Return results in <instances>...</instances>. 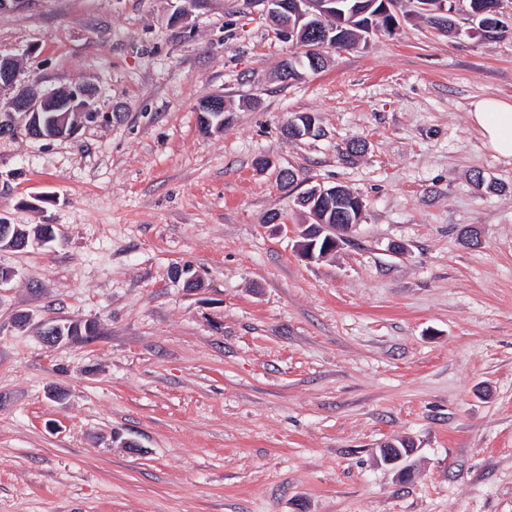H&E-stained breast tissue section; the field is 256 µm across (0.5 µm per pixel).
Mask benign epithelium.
<instances>
[{
  "instance_id": "benign-epithelium-1",
  "label": "benign epithelium",
  "mask_w": 512,
  "mask_h": 512,
  "mask_svg": "<svg viewBox=\"0 0 512 512\" xmlns=\"http://www.w3.org/2000/svg\"><path fill=\"white\" fill-rule=\"evenodd\" d=\"M274 15L279 23V34L289 41L303 42L306 35L316 31L322 44L336 45V36L332 30L323 27L322 21L328 17L343 25L344 13L338 9L339 0H259ZM465 0H422L417 8L422 14L437 19L456 18L460 6ZM502 0L485 5L480 0H470L467 14L475 24V32L486 36L501 28L499 23ZM17 65L15 58L0 54V130L40 140L45 138L65 139L73 136L82 121L94 117L92 89L83 83L74 84L69 90L44 92L33 84L18 90L15 94L3 98L1 93L15 87ZM57 113L55 126L47 129L41 126L39 114ZM290 136L312 135L315 133V118L306 113L298 120L288 124ZM342 193V188H312L298 198L299 204L308 208L314 223L302 231L299 251L308 260L316 258L317 239L324 238L322 255L335 250L340 243L342 233L353 228L351 224H330L327 213L323 212V202Z\"/></svg>"
}]
</instances>
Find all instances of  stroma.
Segmentation results:
<instances>
[{
  "instance_id": "stroma-1",
  "label": "stroma",
  "mask_w": 512,
  "mask_h": 512,
  "mask_svg": "<svg viewBox=\"0 0 512 512\" xmlns=\"http://www.w3.org/2000/svg\"><path fill=\"white\" fill-rule=\"evenodd\" d=\"M396 16L282 81L304 49L261 0L0 9L19 83L97 114L0 134V224L33 236L0 249V512H512V159L469 119L512 100V39ZM336 185L363 217L305 259L295 198Z\"/></svg>"
}]
</instances>
